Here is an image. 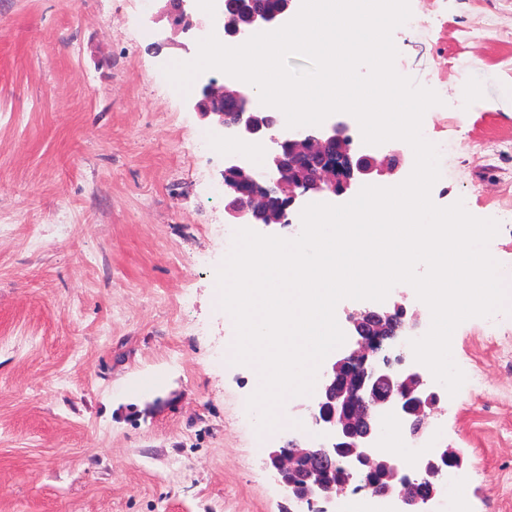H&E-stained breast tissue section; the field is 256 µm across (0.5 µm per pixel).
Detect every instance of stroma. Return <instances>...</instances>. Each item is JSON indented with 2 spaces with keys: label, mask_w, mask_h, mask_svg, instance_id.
<instances>
[{
  "label": "stroma",
  "mask_w": 512,
  "mask_h": 512,
  "mask_svg": "<svg viewBox=\"0 0 512 512\" xmlns=\"http://www.w3.org/2000/svg\"><path fill=\"white\" fill-rule=\"evenodd\" d=\"M410 7L395 68L442 99L424 137L460 145L431 199L495 212L512 157L482 147L512 137V0ZM187 41L164 0H0V512H278L266 450L297 432H258L251 369L223 357L224 153L187 106L200 83L164 74ZM484 329L455 330L480 388L416 446L462 449L463 512H512V335Z\"/></svg>",
  "instance_id": "stroma-1"
}]
</instances>
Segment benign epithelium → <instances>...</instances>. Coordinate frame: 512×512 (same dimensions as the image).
<instances>
[{
    "label": "benign epithelium",
    "instance_id": "benign-epithelium-1",
    "mask_svg": "<svg viewBox=\"0 0 512 512\" xmlns=\"http://www.w3.org/2000/svg\"><path fill=\"white\" fill-rule=\"evenodd\" d=\"M212 2L211 19L198 14L196 0H167V12L173 25L194 31L198 40L213 32L224 43H238L279 27L296 0H279L273 9L241 0L237 10L228 9L229 0ZM199 81L203 95L189 102L195 112L233 138L267 145L260 170L246 158H224L229 224L286 227L290 208L304 198L341 196L357 183L390 178L402 165L396 145L383 153L354 148L350 123L342 117L290 135L276 115L255 103L254 88L206 74ZM421 320L419 311L409 314L399 301L348 314L351 345L327 366L307 407L312 422L325 428V442L290 440L268 453L266 465L285 494L280 512H334L336 500L360 491L391 502L394 512H428L440 497L448 468L461 467L462 452L433 448L407 474L398 457L380 450L388 422L418 440L447 396L419 365L380 359L387 349H403L402 340Z\"/></svg>",
    "mask_w": 512,
    "mask_h": 512
}]
</instances>
